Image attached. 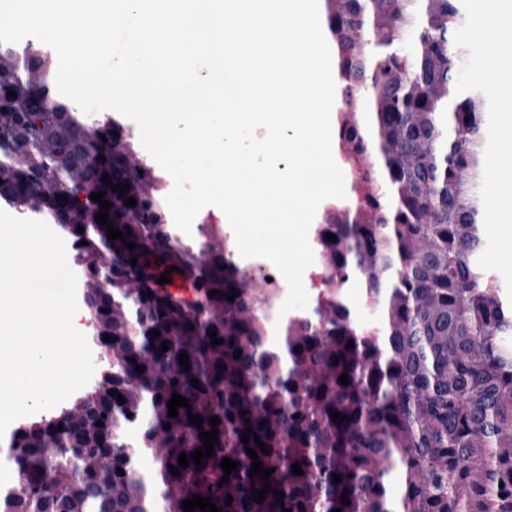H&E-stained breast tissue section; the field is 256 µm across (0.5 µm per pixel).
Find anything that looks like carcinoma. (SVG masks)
Here are the masks:
<instances>
[{"label": "carcinoma", "mask_w": 512, "mask_h": 512, "mask_svg": "<svg viewBox=\"0 0 512 512\" xmlns=\"http://www.w3.org/2000/svg\"><path fill=\"white\" fill-rule=\"evenodd\" d=\"M460 2L325 0L350 198L315 225L310 304L275 336L273 290L234 260L223 227L185 240L168 223L169 176L131 128L58 93L52 48L0 42V202L68 232L108 365L59 415L0 442V512H185L195 495L220 512H512V300L482 262L491 109L458 79ZM94 192L123 239L96 222ZM355 282L378 320L349 302ZM174 393L192 410L169 416ZM213 416L214 455L172 474ZM248 426L266 451L242 442ZM248 447L272 470L262 502ZM225 457L237 470L224 483Z\"/></svg>", "instance_id": "carcinoma-1"}]
</instances>
